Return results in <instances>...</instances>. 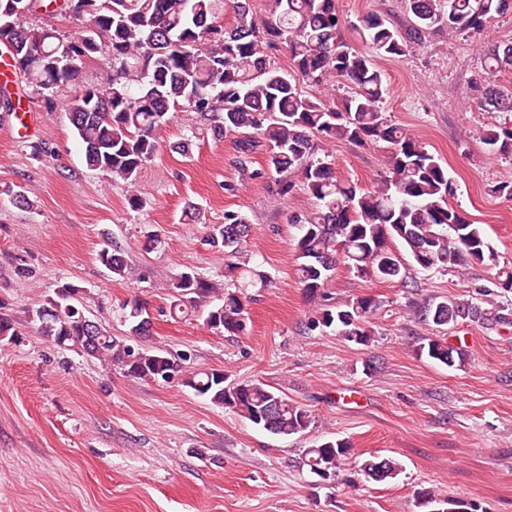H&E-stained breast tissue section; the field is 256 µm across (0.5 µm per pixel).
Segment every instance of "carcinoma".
Wrapping results in <instances>:
<instances>
[{
    "label": "carcinoma",
    "mask_w": 512,
    "mask_h": 512,
    "mask_svg": "<svg viewBox=\"0 0 512 512\" xmlns=\"http://www.w3.org/2000/svg\"><path fill=\"white\" fill-rule=\"evenodd\" d=\"M223 0H63L61 14L82 24L71 37L51 24H31L28 0H0V43L17 71L41 91L76 82L83 65L98 56L112 60V73L86 87L65 104L88 168L133 186L141 169L164 149L187 157L191 140L167 142L163 132L173 111L185 107L212 121L213 138L239 135V164L264 154L255 178H274L278 194L303 189L315 207L293 217L295 276L302 291L325 298L331 272L343 264L362 281L404 283L407 270L419 267L457 273L474 266L496 268L481 297L444 298L418 310V318L438 326L475 322L489 330L512 325V266H499L484 228L451 204L457 186L448 165L417 136L392 121L382 103L386 74L375 57L396 58L445 32L482 36L490 19L512 13V0H405L413 16L400 29L385 17L367 13L351 24L354 39L343 36L336 0H269L268 16L257 20L250 0H229L231 23H224ZM285 49L293 72L320 88L311 95L272 55ZM484 74L467 94L498 121L482 129V142L512 159V88L497 74L512 70V41L493 40L483 50ZM348 88L336 96V87ZM345 140L358 147L387 149L386 170L369 187L334 175L332 162L316 156L313 140ZM252 233L249 219L224 212V223L209 234L212 247L237 253ZM400 243L405 252L395 246ZM99 261L125 277L128 264L118 243L108 241ZM252 270L227 269L220 285L185 267L171 280L169 313L204 314L211 330L238 335L246 329L244 289ZM83 288L63 283L33 314L41 335L56 345L97 358L129 377L167 382L183 372L180 360L158 347L143 348L89 323L73 305ZM381 301L360 294L344 305L322 304L310 327L332 329L346 340L367 345L371 317ZM129 310V334L139 335L146 307ZM418 353L448 367L462 365L466 353L430 338ZM196 395L273 435L290 436L315 423L311 411L263 383H228L218 370L184 378ZM350 448L327 440L303 451L300 465L325 478L346 464ZM404 470L393 457L370 456L358 463L365 482L396 479ZM418 512H472L465 501L434 489L419 493Z\"/></svg>",
    "instance_id": "1"
}]
</instances>
